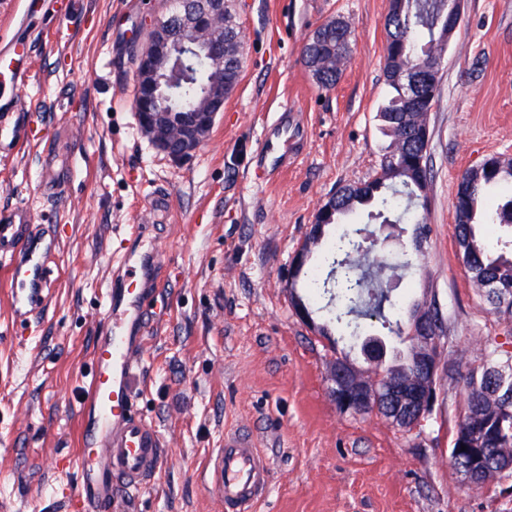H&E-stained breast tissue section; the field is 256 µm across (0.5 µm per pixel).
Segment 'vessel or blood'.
<instances>
[{"label": "vessel or blood", "mask_w": 512, "mask_h": 512, "mask_svg": "<svg viewBox=\"0 0 512 512\" xmlns=\"http://www.w3.org/2000/svg\"><path fill=\"white\" fill-rule=\"evenodd\" d=\"M30 38L0 47V156L35 141L20 119L25 106L18 91L29 80ZM260 153L270 170L288 166V127L274 125ZM30 211L18 206L0 214V267L10 278L12 317L29 321L44 309L60 239L51 230L30 228ZM115 285L100 313L106 330L97 337L90 367L82 375L78 448L72 467L76 483L67 495V512H127L131 500L161 466L162 436L139 413L136 373L146 341L143 311L152 307L151 283L159 253L139 260L122 254L113 260ZM209 484L224 512H252L268 492L271 469L249 439L228 436L210 461Z\"/></svg>", "instance_id": "vessel-or-blood-1"}]
</instances>
